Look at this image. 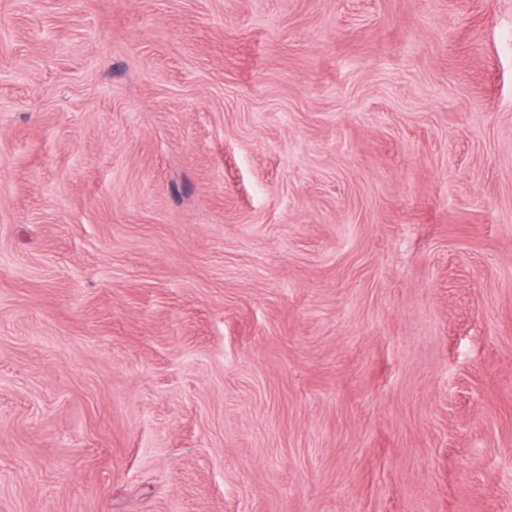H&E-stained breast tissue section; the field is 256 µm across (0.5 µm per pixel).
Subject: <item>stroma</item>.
<instances>
[{"instance_id": "obj_1", "label": "stroma", "mask_w": 512, "mask_h": 512, "mask_svg": "<svg viewBox=\"0 0 512 512\" xmlns=\"http://www.w3.org/2000/svg\"><path fill=\"white\" fill-rule=\"evenodd\" d=\"M0 512H512V0H0Z\"/></svg>"}]
</instances>
